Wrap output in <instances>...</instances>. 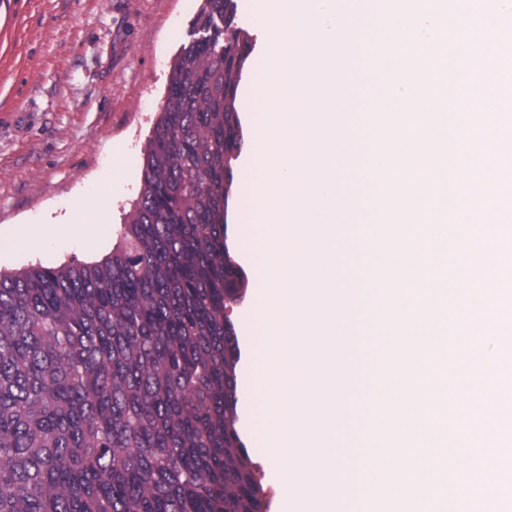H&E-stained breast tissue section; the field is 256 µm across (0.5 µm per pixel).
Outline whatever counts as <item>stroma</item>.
Here are the masks:
<instances>
[{"instance_id": "obj_1", "label": "stroma", "mask_w": 512, "mask_h": 512, "mask_svg": "<svg viewBox=\"0 0 512 512\" xmlns=\"http://www.w3.org/2000/svg\"><path fill=\"white\" fill-rule=\"evenodd\" d=\"M202 0H0V272L30 265L56 267L71 259L101 260L117 241L142 184L143 150L165 96L171 66L189 41ZM243 174L235 176L229 209L230 252L246 280L254 268L240 222ZM104 199L105 216L92 219L96 246L61 235L35 250L16 252L9 236L17 225L45 228L64 223L77 201ZM493 378L480 358L458 361L464 330L449 323L441 372L461 389L478 391L494 381L495 417L459 408L447 418L457 449L471 459L448 473L451 499L468 512H512V271L497 279ZM254 302L246 295L231 313L241 350L239 429L254 460L267 500L277 512L278 490L258 438L251 382L253 335L245 320ZM495 457L499 475L486 486L477 467Z\"/></svg>"}]
</instances>
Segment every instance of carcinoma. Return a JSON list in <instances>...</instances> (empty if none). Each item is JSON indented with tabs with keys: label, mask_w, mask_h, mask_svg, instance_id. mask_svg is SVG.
Segmentation results:
<instances>
[{
	"label": "carcinoma",
	"mask_w": 512,
	"mask_h": 512,
	"mask_svg": "<svg viewBox=\"0 0 512 512\" xmlns=\"http://www.w3.org/2000/svg\"><path fill=\"white\" fill-rule=\"evenodd\" d=\"M251 46L203 0L112 252L0 273V512H263L227 315Z\"/></svg>",
	"instance_id": "cac0c4a2"
}]
</instances>
